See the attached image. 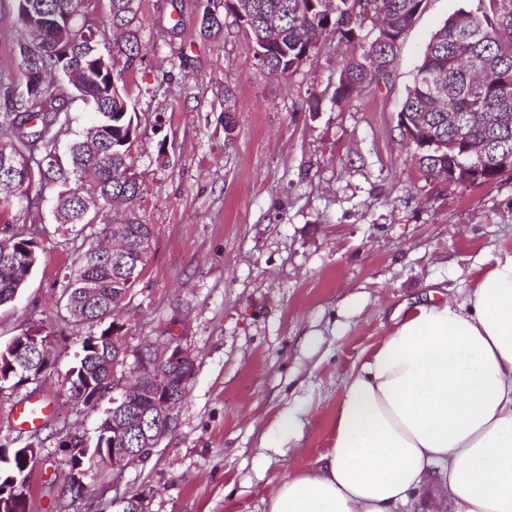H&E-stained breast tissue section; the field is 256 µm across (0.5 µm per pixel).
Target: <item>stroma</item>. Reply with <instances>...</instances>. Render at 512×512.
<instances>
[{"label":"stroma","mask_w":512,"mask_h":512,"mask_svg":"<svg viewBox=\"0 0 512 512\" xmlns=\"http://www.w3.org/2000/svg\"><path fill=\"white\" fill-rule=\"evenodd\" d=\"M200 3L142 0L146 56L125 94L138 125L135 213L152 225L154 246L116 315L127 355L115 375L131 379L138 351L171 341L195 370L173 430L149 458L88 469L83 497L65 512H121L133 494L145 512H264L277 480L330 450L344 379L394 311L431 290L460 296L486 259L512 255V178L487 186L427 177L398 127L425 44L475 0H424L389 77L341 105L336 42L275 76L233 15L223 39L202 36ZM19 36L16 0H0V88L23 82ZM57 192L34 186L8 216L13 232L38 241V261L0 307V346L37 327L64 332L37 382L0 390V446L40 444L30 512H64L70 451L60 442L93 438L103 415L66 384L91 328L71 323L61 284L89 240L56 223ZM32 398L52 406L34 431L13 417ZM289 411L301 420L291 437L274 429Z\"/></svg>","instance_id":"35a3bbf8"}]
</instances>
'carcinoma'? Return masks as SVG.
Returning a JSON list of instances; mask_svg holds the SVG:
<instances>
[{"label": "carcinoma", "mask_w": 512, "mask_h": 512, "mask_svg": "<svg viewBox=\"0 0 512 512\" xmlns=\"http://www.w3.org/2000/svg\"><path fill=\"white\" fill-rule=\"evenodd\" d=\"M87 0H16L18 21L24 37L17 44L18 65L30 76L33 86L22 94L7 91L6 111L0 125L13 130L15 140L0 142V154L30 140L42 144L43 171L36 179L59 186L56 220L60 224L98 225L94 239L77 266L66 275L62 300L77 324L100 323L112 318L119 305L141 278L148 260L138 248L153 238L152 226L135 217L138 196L137 175L131 157L132 120L124 93L125 74L142 62V43L138 21L140 0H109L107 23L121 33L112 43L114 77L96 65L101 29L87 20ZM423 0H205L200 17V33L208 38L224 35V13L234 14L245 26L258 62L286 74L307 58L312 49L327 40L352 48L344 57L336 84V102L378 84L392 67L396 51L406 30L421 11ZM377 25V35L367 45L357 43V31L366 22ZM67 34L69 65L79 68L71 80L61 79L94 114L92 125L101 129L99 137L83 135L74 140L65 160H58L56 142L71 122L70 101L46 83L56 73L57 60L50 53ZM512 112V0H478L474 11H462L448 19L429 40L413 85L407 91L399 112L398 126L403 137L416 147L419 168L427 176L447 173L457 184L490 181L512 167V127L502 128L495 113ZM485 141L491 162L480 166L469 163L472 142ZM96 190L103 207L119 201L129 207L130 217L112 225L98 221L99 212L85 211L74 194V187ZM13 186L0 183V214L16 206ZM36 240L4 231L0 236V306L12 302L24 287L37 263ZM93 280L97 292L87 295L83 283ZM115 322L100 334L82 338L81 353L66 380L73 393L98 395L97 401L110 399L109 372L117 362L112 336ZM16 336L0 348V389L18 388L23 378L11 371L27 361L17 351ZM142 367V391L130 405L145 416L146 424L166 429L152 414V382L172 372L164 352L146 355ZM112 410L100 419L95 442L96 460L85 453L81 436H68L72 448L70 469L109 463ZM30 474L27 460H0V489L4 478L24 479L25 493L14 505L15 512H29Z\"/></svg>", "instance_id": "1"}]
</instances>
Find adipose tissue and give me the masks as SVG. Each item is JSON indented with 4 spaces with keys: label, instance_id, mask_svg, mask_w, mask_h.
<instances>
[{
    "label": "adipose tissue",
    "instance_id": "1",
    "mask_svg": "<svg viewBox=\"0 0 512 512\" xmlns=\"http://www.w3.org/2000/svg\"><path fill=\"white\" fill-rule=\"evenodd\" d=\"M265 512H512V255L392 316L345 379L330 450Z\"/></svg>",
    "mask_w": 512,
    "mask_h": 512
}]
</instances>
